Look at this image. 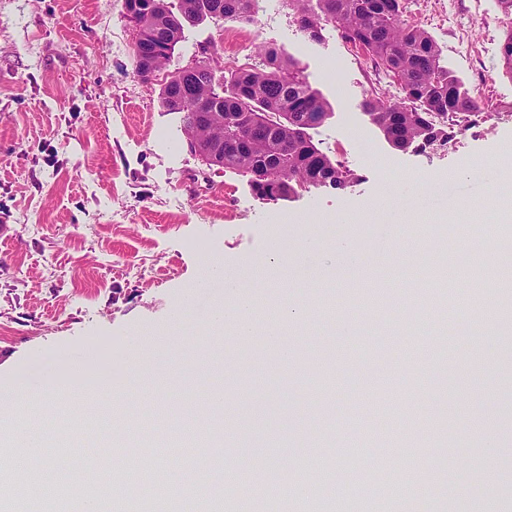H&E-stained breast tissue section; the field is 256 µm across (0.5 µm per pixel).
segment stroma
<instances>
[{
  "label": "stroma",
  "mask_w": 512,
  "mask_h": 512,
  "mask_svg": "<svg viewBox=\"0 0 512 512\" xmlns=\"http://www.w3.org/2000/svg\"><path fill=\"white\" fill-rule=\"evenodd\" d=\"M453 7L472 42L467 57L454 52L438 0H407L404 14L484 103L448 155L393 150L361 108L370 59L330 27L310 41L285 0H255L249 23L186 27L172 66L211 39L228 55L225 32L245 30L298 59L331 104L313 139L358 182L276 203L189 151L181 113L163 108L158 85L135 73L124 0H0V385L37 387L22 417L46 431L85 416L99 424L48 443L43 469L70 448L118 472L148 445L147 484L165 492L181 482L212 500L225 494L224 470L258 460L259 482L241 476L246 505L280 512L268 485L284 476L323 482L307 467L316 438L337 474L366 461L379 467L372 454L384 440L393 469L424 471L444 490L437 512H460L489 484V512H512V317L497 313L512 307V287L440 301L418 275L448 247L493 261L496 242L471 239L485 216L468 205L491 194L512 201L502 176L512 166V78L498 67L512 18L496 0ZM401 223L411 255L382 287H323L300 275L329 267L335 246L374 255L383 225ZM274 254L300 265L268 268L256 282L247 263ZM280 294L307 305L303 322L251 342L231 325L214 336L219 306L252 296L260 324L276 316ZM408 304L417 323L404 329ZM74 354L84 361L73 370ZM412 358L421 365L413 382L404 371ZM373 363L380 376L361 384ZM324 364L335 370L326 388L317 378ZM218 385L226 419L194 453L211 455L212 467L199 473L188 455L159 470L177 452L178 404L204 403ZM406 435L413 444L402 453Z\"/></svg>",
  "instance_id": "1"
}]
</instances>
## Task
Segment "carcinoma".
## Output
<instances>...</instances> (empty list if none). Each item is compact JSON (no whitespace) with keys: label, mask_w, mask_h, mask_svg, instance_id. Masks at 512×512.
<instances>
[{"label":"carcinoma","mask_w":512,"mask_h":512,"mask_svg":"<svg viewBox=\"0 0 512 512\" xmlns=\"http://www.w3.org/2000/svg\"><path fill=\"white\" fill-rule=\"evenodd\" d=\"M209 2L222 7L226 19L253 21V0ZM287 2L304 36L318 40L325 26H332L400 87L403 97L396 102L373 93L362 102L364 113L392 149L425 150L451 140L483 111L482 99L442 64L436 41L423 28L405 22L404 0ZM204 15V0H172L160 17L141 13L144 30L163 42L164 52L154 62L157 71H167L171 54L183 40V21ZM255 53L253 65L234 70L225 69L213 57L206 74L187 80L191 97L209 106L203 124L183 123L190 152L199 156L220 141L234 145L213 166L249 177L254 193L263 200L278 202L323 187L351 186L358 174L323 152L310 135L332 115L329 102L311 87L291 54L265 45L256 46ZM499 68L512 77V28L504 34ZM159 98L170 112L191 109V104L181 101L178 80L162 83ZM436 115L445 116L446 122H436ZM257 173L263 179L254 180ZM489 276L479 263L455 281L473 288Z\"/></svg>","instance_id":"cac0c4a2"}]
</instances>
